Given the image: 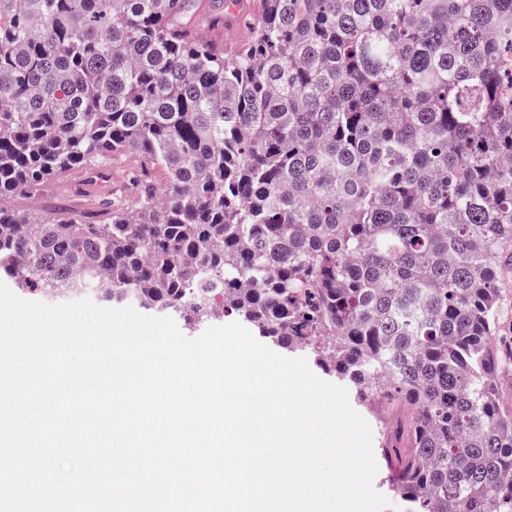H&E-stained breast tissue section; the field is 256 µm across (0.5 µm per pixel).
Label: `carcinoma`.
Returning a JSON list of instances; mask_svg holds the SVG:
<instances>
[{
  "instance_id": "cac0c4a2",
  "label": "carcinoma",
  "mask_w": 512,
  "mask_h": 512,
  "mask_svg": "<svg viewBox=\"0 0 512 512\" xmlns=\"http://www.w3.org/2000/svg\"><path fill=\"white\" fill-rule=\"evenodd\" d=\"M253 7L226 53L199 0H0V272L234 314L356 403L410 406L406 453L379 448L408 512H512V0ZM117 155L130 205L14 204ZM501 306L502 313L500 318V324L502 326V329L507 333V335H504V342H501V344L503 349H506L507 351L510 352L512 345V273L509 276L508 288H504V291L502 293Z\"/></svg>"
}]
</instances>
